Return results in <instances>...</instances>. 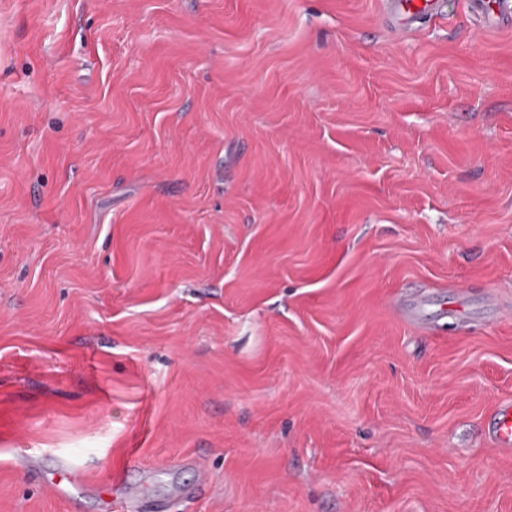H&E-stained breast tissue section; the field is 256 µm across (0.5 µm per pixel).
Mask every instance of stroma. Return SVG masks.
Listing matches in <instances>:
<instances>
[{"instance_id": "stroma-1", "label": "stroma", "mask_w": 512, "mask_h": 512, "mask_svg": "<svg viewBox=\"0 0 512 512\" xmlns=\"http://www.w3.org/2000/svg\"><path fill=\"white\" fill-rule=\"evenodd\" d=\"M511 401L512 28L0 0V512H512ZM494 445L502 452L512 450V406L505 405L501 410L493 432Z\"/></svg>"}]
</instances>
